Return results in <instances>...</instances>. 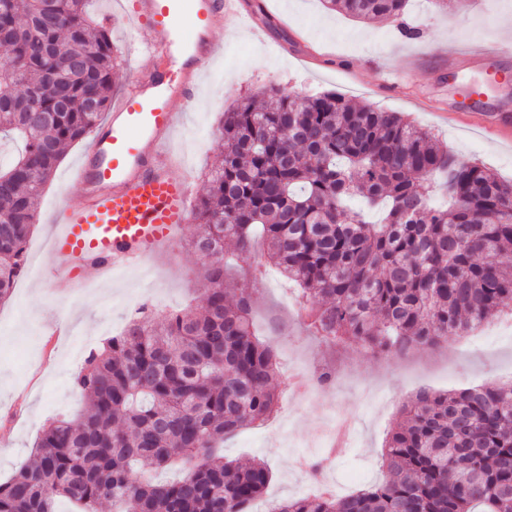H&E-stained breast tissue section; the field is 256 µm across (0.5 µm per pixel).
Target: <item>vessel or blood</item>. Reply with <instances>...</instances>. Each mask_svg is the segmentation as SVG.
<instances>
[{
    "mask_svg": "<svg viewBox=\"0 0 512 512\" xmlns=\"http://www.w3.org/2000/svg\"><path fill=\"white\" fill-rule=\"evenodd\" d=\"M150 33L151 68L137 72L71 171L81 201L53 219L47 251L61 288L106 281L168 251L192 214L167 141L221 54L214 30L239 18L236 0H133Z\"/></svg>",
    "mask_w": 512,
    "mask_h": 512,
    "instance_id": "1",
    "label": "vessel or blood"
}]
</instances>
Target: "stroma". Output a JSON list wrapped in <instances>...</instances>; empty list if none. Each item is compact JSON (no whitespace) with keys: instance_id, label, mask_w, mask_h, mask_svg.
<instances>
[{"instance_id":"1","label":"stroma","mask_w":512,"mask_h":512,"mask_svg":"<svg viewBox=\"0 0 512 512\" xmlns=\"http://www.w3.org/2000/svg\"><path fill=\"white\" fill-rule=\"evenodd\" d=\"M88 6L122 50L113 81L116 93H123L133 75L151 65L144 31L131 22L125 0H89ZM241 9L242 19L216 31L223 55L170 145L182 160L176 175L188 179L193 196L203 193L202 171L222 147L224 111L271 87L299 96L334 91L400 113L462 159L512 180V139L470 119L475 111L512 113V56L497 61L495 83L481 68L461 66L454 78L448 68L449 49L512 42V0H409L397 23L355 20L328 9L324 0H241ZM84 150L81 142L67 147L44 190L37 229L26 246L34 278H19L12 297L0 304V482L29 462L47 419L84 407L86 396L73 383L77 347L102 348L122 332L139 303L160 313L197 311L203 303L201 261L190 245L197 234L193 222L174 254L152 259L150 277L133 268L80 293L53 287V271L44 263L47 238L61 206L81 199L67 173ZM225 285L235 294L251 293L255 328L278 362L279 402L269 424L243 427L224 440L225 460H260L270 469L269 485L252 512L317 494L322 480L340 496L379 481L386 437L419 392L512 383V320L505 316L489 320L484 332L394 357L313 336L302 323L293 285L265 258L233 263ZM323 366L335 369V384L294 399L289 368L314 372ZM320 459L325 466L312 475L307 464Z\"/></svg>"}]
</instances>
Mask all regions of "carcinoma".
<instances>
[{"label":"carcinoma","instance_id":"1","mask_svg":"<svg viewBox=\"0 0 512 512\" xmlns=\"http://www.w3.org/2000/svg\"><path fill=\"white\" fill-rule=\"evenodd\" d=\"M87 0H0V301L26 263L45 184L63 149L112 103L118 49ZM393 19L407 0H325ZM223 150L195 206L200 312L144 309L75 383L73 420L51 421L30 464L0 483V512H249L267 465L224 461V437L277 399L273 350L251 331V297L224 288V243L263 255L300 288L323 339L401 356L512 310V181L462 160L396 112L336 92L296 102L275 89L224 113ZM385 210L379 223L366 211ZM378 482L344 497L277 501L270 512H512V385L420 393L390 435ZM179 462L167 484L151 472Z\"/></svg>","mask_w":512,"mask_h":512}]
</instances>
